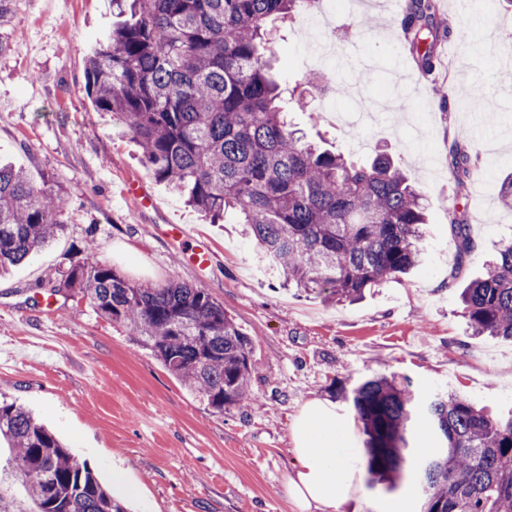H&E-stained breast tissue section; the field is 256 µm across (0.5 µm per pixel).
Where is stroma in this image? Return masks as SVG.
Here are the masks:
<instances>
[{"label": "stroma", "instance_id": "35a3bbf8", "mask_svg": "<svg viewBox=\"0 0 512 512\" xmlns=\"http://www.w3.org/2000/svg\"><path fill=\"white\" fill-rule=\"evenodd\" d=\"M435 59L412 58L391 0H351L321 22L279 25L275 68L289 117L310 139L356 161L387 150L428 201L423 263L409 276L342 305L285 289L239 225L206 224L146 169L139 146L87 97L84 63L112 28L111 0H14V29L0 54V160L35 183L61 187L64 227L53 242L0 278V397L29 409L91 466L104 486L113 466L141 489L128 512H298L286 476L298 461L291 428L313 400L351 426L353 459L368 510L421 512L420 475L396 487L371 483L359 448L366 435L338 389L374 375L407 378L418 405L454 393L494 414L512 411V341L472 335L456 288L512 241V208L498 199L512 172V0H439ZM371 18L353 28L354 19ZM469 40H458L461 26ZM479 88L490 110L467 109ZM469 146L473 173L457 181L451 143ZM138 177L155 204L137 207L117 185ZM470 226L475 249L459 260L450 217ZM187 225L211 245L213 263L182 261L165 234ZM98 260L133 282L208 288L254 337L250 393L215 413L148 350L77 292L49 289L86 241Z\"/></svg>", "mask_w": 512, "mask_h": 512}]
</instances>
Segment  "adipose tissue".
I'll list each match as a JSON object with an SVG mask.
<instances>
[{"label": "adipose tissue", "mask_w": 512, "mask_h": 512, "mask_svg": "<svg viewBox=\"0 0 512 512\" xmlns=\"http://www.w3.org/2000/svg\"><path fill=\"white\" fill-rule=\"evenodd\" d=\"M293 451L301 466L287 477L288 494L300 512L335 506L361 496L351 468L350 428L334 406L321 402L304 408L292 428Z\"/></svg>", "instance_id": "1"}]
</instances>
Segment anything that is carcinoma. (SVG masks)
Masks as SVG:
<instances>
[{
	"mask_svg": "<svg viewBox=\"0 0 512 512\" xmlns=\"http://www.w3.org/2000/svg\"><path fill=\"white\" fill-rule=\"evenodd\" d=\"M314 2L112 0V11L130 18L87 58L85 91L133 135L154 178L205 220L233 215L289 286L352 303L418 265L425 195L387 154L356 164L288 123L269 24ZM12 4L0 0V52ZM439 21L437 0H409L407 29L424 63L431 43L422 32ZM448 163L457 178L470 176V154L456 143ZM63 206L49 184L0 164V273L56 236ZM451 225L462 260L472 252L469 226L457 219ZM63 290L82 293L215 412L247 396L253 338L207 289L134 284L90 255L60 272L51 292ZM460 298L473 335L512 340V242ZM341 395L363 424L369 474L395 484L409 460L410 385L374 377ZM427 428L441 450L422 465V512H512V416L494 418L459 396L438 394L427 407ZM0 441L26 480L29 512H127L14 401L0 400Z\"/></svg>",
	"mask_w": 512,
	"mask_h": 512,
	"instance_id": "obj_1",
	"label": "carcinoma"
}]
</instances>
